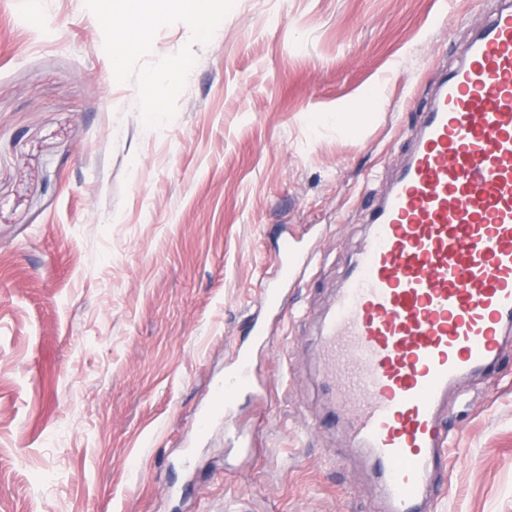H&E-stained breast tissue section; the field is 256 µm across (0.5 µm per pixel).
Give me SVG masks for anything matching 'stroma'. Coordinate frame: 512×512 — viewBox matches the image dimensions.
<instances>
[{
    "label": "stroma",
    "mask_w": 512,
    "mask_h": 512,
    "mask_svg": "<svg viewBox=\"0 0 512 512\" xmlns=\"http://www.w3.org/2000/svg\"><path fill=\"white\" fill-rule=\"evenodd\" d=\"M500 5L208 0L118 59L104 0H0V512H379L319 327ZM241 350L254 389L197 434ZM440 421L434 512H512V334ZM311 263V259L303 256L298 252L295 244L284 239L282 248L279 253L278 273L283 279L293 278V274L303 267H307Z\"/></svg>",
    "instance_id": "stroma-1"
}]
</instances>
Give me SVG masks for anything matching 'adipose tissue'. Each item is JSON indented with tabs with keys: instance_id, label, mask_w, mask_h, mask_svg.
Returning <instances> with one entry per match:
<instances>
[{
	"instance_id": "1",
	"label": "adipose tissue",
	"mask_w": 512,
	"mask_h": 512,
	"mask_svg": "<svg viewBox=\"0 0 512 512\" xmlns=\"http://www.w3.org/2000/svg\"><path fill=\"white\" fill-rule=\"evenodd\" d=\"M205 0H113L112 44L127 53L141 42L145 21L153 19L159 10L198 14Z\"/></svg>"
}]
</instances>
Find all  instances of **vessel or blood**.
<instances>
[{
  "label": "vessel or blood",
  "instance_id": "vessel-or-blood-1",
  "mask_svg": "<svg viewBox=\"0 0 512 512\" xmlns=\"http://www.w3.org/2000/svg\"><path fill=\"white\" fill-rule=\"evenodd\" d=\"M309 260L284 241L278 273ZM512 326V0L435 90L405 166L375 207L320 328L326 379L350 368L353 449L378 469L384 512H425L446 467L436 409L461 375L492 368ZM251 381L248 352L215 384Z\"/></svg>",
  "mask_w": 512,
  "mask_h": 512
}]
</instances>
